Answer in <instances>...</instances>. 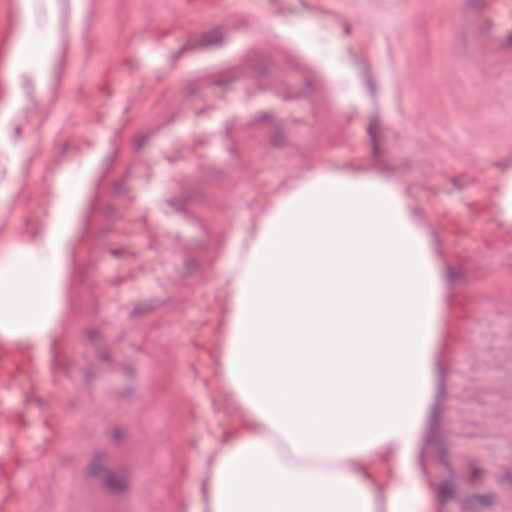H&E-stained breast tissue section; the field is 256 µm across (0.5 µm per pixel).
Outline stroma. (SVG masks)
<instances>
[{
  "instance_id": "1",
  "label": "stroma",
  "mask_w": 512,
  "mask_h": 512,
  "mask_svg": "<svg viewBox=\"0 0 512 512\" xmlns=\"http://www.w3.org/2000/svg\"><path fill=\"white\" fill-rule=\"evenodd\" d=\"M0 0V70L9 44L27 29L33 44L56 42L51 84L37 59L0 83V101L17 99L0 132V233L30 237L46 223L54 181L80 190L71 215L79 251L93 248L96 196L123 161L136 116L157 118L178 91L162 79L169 64L205 68L223 58L224 15L255 20L254 41L295 42L315 65L336 57L337 119L314 155L289 141L312 130L303 102L274 115L275 135L248 171L224 184L215 213L214 250L193 278L166 290V253L146 235H129L127 265L155 285L123 288L106 309L122 324L148 311L138 332L116 339L111 358L86 343L73 320L85 306L82 265L62 281L68 346L53 377L19 363L0 409L15 412L0 430V498L16 512H100L94 473L104 458L121 470L113 496L126 512H183L193 494L183 479L188 456L211 453L210 439L234 416L216 354L224 339V275L217 272L234 238L247 237L277 189L320 163L349 175H373L414 187L411 207L445 274L443 289L475 350L458 360L453 403L433 402L424 431L429 480L449 496L438 512H512V226L492 197L512 180V78L474 98L449 78L451 0ZM204 42L209 56L191 47ZM103 151L104 167L82 159ZM468 452L460 460L456 448Z\"/></svg>"
}]
</instances>
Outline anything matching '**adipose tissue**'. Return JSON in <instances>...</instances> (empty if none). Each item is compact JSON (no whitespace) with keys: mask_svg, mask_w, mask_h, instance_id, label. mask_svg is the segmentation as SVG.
Listing matches in <instances>:
<instances>
[{"mask_svg":"<svg viewBox=\"0 0 512 512\" xmlns=\"http://www.w3.org/2000/svg\"><path fill=\"white\" fill-rule=\"evenodd\" d=\"M35 236H0V355L50 374L75 191ZM217 359L238 414L190 459L184 512H435L422 448L444 290L403 185L323 166L281 187L224 264Z\"/></svg>","mask_w":512,"mask_h":512,"instance_id":"ef3b65f1","label":"adipose tissue"}]
</instances>
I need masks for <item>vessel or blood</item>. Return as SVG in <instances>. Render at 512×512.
<instances>
[{
	"instance_id": "1",
	"label": "vessel or blood",
	"mask_w": 512,
	"mask_h": 512,
	"mask_svg": "<svg viewBox=\"0 0 512 512\" xmlns=\"http://www.w3.org/2000/svg\"><path fill=\"white\" fill-rule=\"evenodd\" d=\"M460 2L464 44H449V66L482 91L494 78L512 76V0ZM224 37L240 43L239 52L215 70L178 71L180 102L161 119L139 123L128 138L127 159L100 206V246L84 261L86 280L100 293L111 290L112 276L119 271L112 260V241L128 230L131 211H140L148 228H161L157 248L172 251L179 261L172 280L181 279L180 263L188 255L208 251L213 228L205 192L240 171L269 134L264 97H305L312 122L321 126L337 110L330 85L315 78L297 48H289L283 61L254 46L245 27L225 26ZM217 78L244 92L242 108L232 109L212 98L210 86ZM138 325L133 318L118 328L102 317L90 330L99 337L129 336Z\"/></svg>"
}]
</instances>
